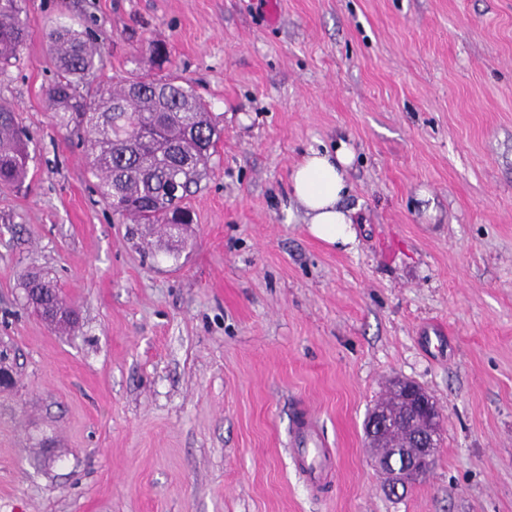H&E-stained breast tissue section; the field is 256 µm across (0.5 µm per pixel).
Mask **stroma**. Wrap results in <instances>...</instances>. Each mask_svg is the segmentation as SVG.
Instances as JSON below:
<instances>
[{
  "instance_id": "stroma-1",
  "label": "stroma",
  "mask_w": 512,
  "mask_h": 512,
  "mask_svg": "<svg viewBox=\"0 0 512 512\" xmlns=\"http://www.w3.org/2000/svg\"><path fill=\"white\" fill-rule=\"evenodd\" d=\"M24 0L0 72L32 143L0 187V512H512V0ZM97 84L174 74L222 136L174 242L113 217L85 127L46 100L58 21ZM346 142L357 243L312 236L288 178ZM40 273L79 316L27 308ZM446 332L444 352L424 330ZM443 413L434 468L384 492L364 422L392 378ZM307 405L326 486L291 453Z\"/></svg>"
}]
</instances>
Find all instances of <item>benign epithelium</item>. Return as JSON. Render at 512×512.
<instances>
[{
    "mask_svg": "<svg viewBox=\"0 0 512 512\" xmlns=\"http://www.w3.org/2000/svg\"><path fill=\"white\" fill-rule=\"evenodd\" d=\"M402 416L408 427L415 421L423 422L420 433L409 436L410 448L404 454V463L395 466L383 459L387 448L385 438L392 418ZM441 413L436 402L416 383L396 378L390 386L388 400L376 404L368 419V437L376 453L372 464L382 475V488L406 487L427 475L435 465L440 447Z\"/></svg>",
    "mask_w": 512,
    "mask_h": 512,
    "instance_id": "obj_1",
    "label": "benign epithelium"
}]
</instances>
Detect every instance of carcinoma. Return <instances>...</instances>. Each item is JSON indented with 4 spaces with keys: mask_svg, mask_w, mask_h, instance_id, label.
<instances>
[{
    "mask_svg": "<svg viewBox=\"0 0 512 512\" xmlns=\"http://www.w3.org/2000/svg\"><path fill=\"white\" fill-rule=\"evenodd\" d=\"M19 0H0V69L19 63L27 30ZM57 78L47 90L55 112L86 121L87 164L100 198L121 218L160 227L193 218L183 201L206 175L219 132L207 104L178 78L130 77L110 91L90 92L91 76L102 63L104 46L91 29L58 21L48 32ZM156 121L164 147L142 144L138 129ZM29 135L14 107L0 104V185L20 186L28 178ZM27 298L46 309H68L59 290L40 274L26 276Z\"/></svg>",
    "mask_w": 512,
    "mask_h": 512,
    "instance_id": "1",
    "label": "carcinoma"
}]
</instances>
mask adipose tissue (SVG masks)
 <instances>
[{"mask_svg": "<svg viewBox=\"0 0 512 512\" xmlns=\"http://www.w3.org/2000/svg\"><path fill=\"white\" fill-rule=\"evenodd\" d=\"M351 159L343 143L332 153L313 150L292 168L289 178L290 193L301 206L311 234L340 246L356 242L353 218L343 206L350 191L347 168Z\"/></svg>", "mask_w": 512, "mask_h": 512, "instance_id": "1", "label": "adipose tissue"}]
</instances>
